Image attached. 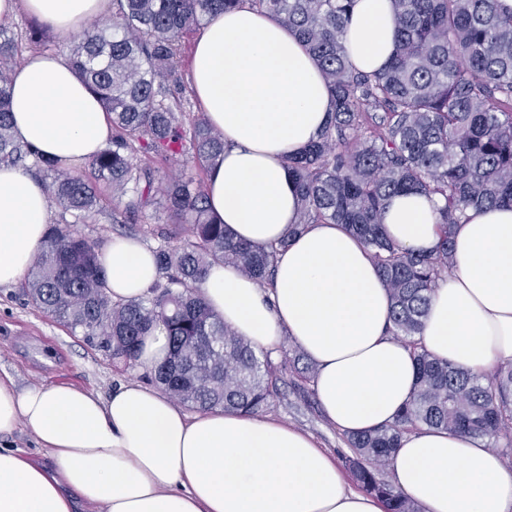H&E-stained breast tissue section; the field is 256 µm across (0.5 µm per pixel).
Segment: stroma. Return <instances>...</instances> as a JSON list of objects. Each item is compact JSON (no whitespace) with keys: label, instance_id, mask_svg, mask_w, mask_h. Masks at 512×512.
Segmentation results:
<instances>
[{"label":"stroma","instance_id":"stroma-1","mask_svg":"<svg viewBox=\"0 0 512 512\" xmlns=\"http://www.w3.org/2000/svg\"><path fill=\"white\" fill-rule=\"evenodd\" d=\"M166 219L165 206L160 203L150 209L143 224H116L106 213L99 215L96 223L78 225L77 230L103 244L125 236L154 248L159 240L152 230ZM5 375L21 387L63 384L103 396L121 381L152 383L149 370L126 367L101 348L99 339L71 334L39 312L18 283L0 287V376ZM285 380L284 396L265 407L263 416L311 434L336 462H343L351 453L346 433L327 421L312 390L294 387L293 374H286Z\"/></svg>","mask_w":512,"mask_h":512}]
</instances>
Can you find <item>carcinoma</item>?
Returning a JSON list of instances; mask_svg holds the SVG:
<instances>
[{"mask_svg":"<svg viewBox=\"0 0 512 512\" xmlns=\"http://www.w3.org/2000/svg\"><path fill=\"white\" fill-rule=\"evenodd\" d=\"M245 1L304 43L334 102L319 138L286 158L298 190L289 235L341 224L364 243L389 294L388 333L416 365L412 398L393 422L348 437L347 467L386 512H420L379 477L406 434L427 426L512 447V361L474 373L435 358L419 338L432 290L454 267L457 225L470 209L512 207V9L499 0H392L395 51L373 73L348 59L355 0H112V17L88 23L69 53L112 115V141L82 172L15 138L13 65L23 41L35 42L49 26L36 20L25 37L0 24V164L39 176L62 219L27 270V295L71 333L106 337L112 358L128 366L142 338L164 328L169 355L154 378L192 409L256 414L280 395L287 363L235 335L201 293L218 264L271 285L277 248L236 240L215 221L204 177L224 154V134L204 113L185 124L174 99L181 39ZM183 154L193 172L161 179L166 162ZM401 193L440 202L433 250L403 249L389 237L385 211ZM159 194L168 220L154 253L167 286L114 302L99 244L71 225L106 211L114 224H141Z\"/></svg>","mask_w":512,"mask_h":512,"instance_id":"1","label":"carcinoma"}]
</instances>
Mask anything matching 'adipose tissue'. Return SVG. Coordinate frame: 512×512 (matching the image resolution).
<instances>
[{"mask_svg": "<svg viewBox=\"0 0 512 512\" xmlns=\"http://www.w3.org/2000/svg\"><path fill=\"white\" fill-rule=\"evenodd\" d=\"M26 13L61 37L112 13V0H0V22ZM349 60L372 72L395 48L391 0H356ZM190 88L224 134L206 179L216 221L234 238L277 246L273 285L229 265L202 285L209 307L255 349L283 336L316 364L314 389L345 433L391 423L412 397L415 364L387 334L390 300L368 249L339 224L296 236V187L284 160L317 139L332 110L320 69L300 40L250 5L213 18L189 61ZM14 134L41 154L84 165L112 139L100 100L61 53L29 52L14 74ZM42 184L0 165V286L16 284L45 239ZM427 197L394 196L385 226L399 245L438 243ZM455 266L431 294L421 341L473 372L512 361V209L471 211L458 225ZM113 300L146 295L155 257L136 240L102 251ZM25 427L37 453L0 448V512H384L346 486L308 434L256 415L190 413L162 392L121 382L108 398L66 385L20 388L0 377V437ZM389 467L395 487L424 512H512V472L485 442L421 427Z\"/></svg>", "mask_w": 512, "mask_h": 512, "instance_id": "ef3b65f1", "label": "adipose tissue"}]
</instances>
